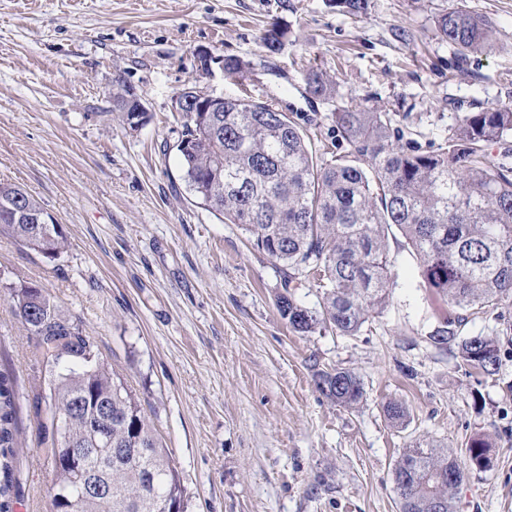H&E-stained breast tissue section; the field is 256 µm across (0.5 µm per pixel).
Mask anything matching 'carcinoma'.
<instances>
[{"mask_svg": "<svg viewBox=\"0 0 512 512\" xmlns=\"http://www.w3.org/2000/svg\"><path fill=\"white\" fill-rule=\"evenodd\" d=\"M336 10L360 17L369 0H330ZM441 38L460 59L488 46L494 32L485 16L447 9L437 20ZM308 93L324 101L334 85L316 71ZM132 90L119 85L113 105L128 127L146 113L129 112ZM331 120L351 152L317 162L311 138L289 114L249 97L231 96L212 112H194L176 150L190 193L224 222L239 224L253 245L280 265L284 293L281 317L301 334L333 328L353 335L387 306L392 287L386 232L395 225L420 257L423 275L448 306L495 307L512 301V167L487 154L485 145L512 134V105L469 112L450 129L438 150L419 153L397 145L389 113L381 107L357 112L338 105ZM0 236L46 258L57 257L67 240L40 202L0 182ZM321 290L318 307L298 304L289 291L302 275ZM47 361L71 364L53 380L54 412L77 410L64 431L45 425L57 482L52 512H159L166 503L184 512L179 473L139 398L116 371L96 357L93 341L51 302L38 285L5 281ZM454 345L463 365L488 376L499 372L500 340L461 337L448 329L434 337ZM317 390L351 408L364 396L361 381L344 370L319 369ZM109 412L112 447L105 450L96 413ZM399 427L406 410L385 406ZM15 405L0 373V498L9 490L15 445ZM490 443L467 442L470 468L491 466ZM72 450L83 455L64 463ZM399 512H455V490L466 473L443 448L421 443L404 450L393 471Z\"/></svg>", "mask_w": 512, "mask_h": 512, "instance_id": "obj_1", "label": "carcinoma"}]
</instances>
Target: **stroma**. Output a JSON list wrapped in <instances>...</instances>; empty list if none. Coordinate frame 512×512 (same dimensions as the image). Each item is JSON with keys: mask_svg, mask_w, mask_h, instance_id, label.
Returning <instances> with one entry per match:
<instances>
[{"mask_svg": "<svg viewBox=\"0 0 512 512\" xmlns=\"http://www.w3.org/2000/svg\"><path fill=\"white\" fill-rule=\"evenodd\" d=\"M451 8L494 24L491 46L463 62L437 33ZM274 23L286 32L276 53L261 41ZM200 48L246 68L201 70ZM312 69L336 102L309 96ZM120 83L147 113L138 129L113 109ZM188 87L275 105L324 160L350 150L331 120L338 104L387 109L401 145L432 152L459 116L512 104V0H369L361 17L326 0H0V180L67 238L51 260L0 238V272L40 285L126 377L180 473L184 512H399L403 448L428 439L463 464L477 434L493 463L467 470L457 512H512V304L462 311L460 335L502 345L497 375L464 366L434 343L448 308L393 228L388 306L352 336L294 332L274 262L181 178L186 115L174 106ZM319 368L355 374L362 403L322 396ZM60 371L0 296V373L17 417L10 512H51L41 425ZM393 400L408 412L400 428L383 410Z\"/></svg>", "mask_w": 512, "mask_h": 512, "instance_id": "1", "label": "stroma"}]
</instances>
